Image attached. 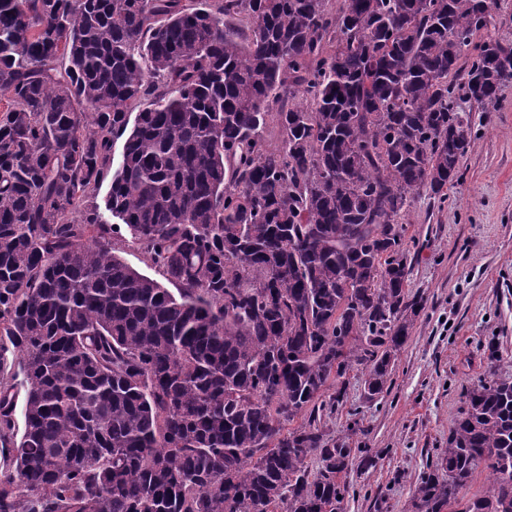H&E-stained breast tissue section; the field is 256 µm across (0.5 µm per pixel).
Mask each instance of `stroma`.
<instances>
[{
  "label": "stroma",
  "instance_id": "stroma-1",
  "mask_svg": "<svg viewBox=\"0 0 512 512\" xmlns=\"http://www.w3.org/2000/svg\"><path fill=\"white\" fill-rule=\"evenodd\" d=\"M476 132L448 200L421 191L406 217L409 288L425 308L399 352L383 398L367 400L353 371L324 418L329 438L369 449L352 467L345 512H412V490L448 446L462 395L480 378H512V83L495 104L469 103Z\"/></svg>",
  "mask_w": 512,
  "mask_h": 512
}]
</instances>
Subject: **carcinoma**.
Here are the masks:
<instances>
[{
	"label": "carcinoma",
	"mask_w": 512,
	"mask_h": 512,
	"mask_svg": "<svg viewBox=\"0 0 512 512\" xmlns=\"http://www.w3.org/2000/svg\"><path fill=\"white\" fill-rule=\"evenodd\" d=\"M338 2L0 0V512H344L372 461L323 414L356 366L388 391L424 309L404 217L512 44L491 0ZM413 502L512 512V380L464 393ZM112 247L116 255L141 273L163 280L157 268L151 265L147 258L138 250L129 232L121 225V234L112 237Z\"/></svg>",
	"instance_id": "obj_1"
}]
</instances>
